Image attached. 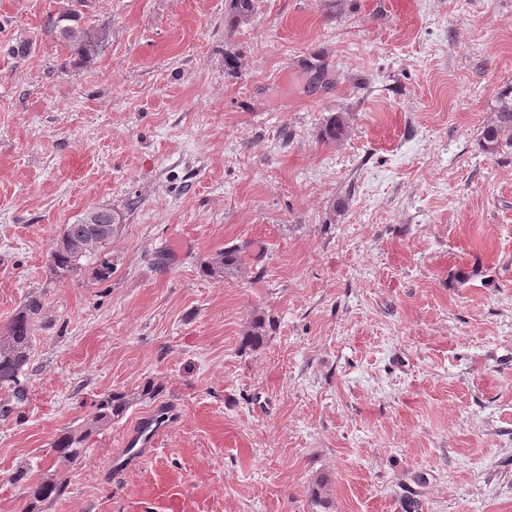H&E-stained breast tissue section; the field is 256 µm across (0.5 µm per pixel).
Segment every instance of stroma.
I'll use <instances>...</instances> for the list:
<instances>
[{"label":"stroma","mask_w":512,"mask_h":512,"mask_svg":"<svg viewBox=\"0 0 512 512\" xmlns=\"http://www.w3.org/2000/svg\"><path fill=\"white\" fill-rule=\"evenodd\" d=\"M228 4L85 0L106 40L77 67L45 28L67 0H0V335L43 302L25 400L0 384V512L93 400L149 379L42 512H168L162 482L186 512H512V147L478 146L512 0ZM314 54L334 82L312 92ZM102 207L111 278L56 276L53 242ZM225 248L241 272L205 277ZM159 429L150 423H146L140 427L138 431L131 432L126 440V446L131 448L128 449L127 456L124 459H116L115 467L127 470L137 464L139 459L142 458V450L148 448L142 447H154L157 442V435ZM138 447V448H137Z\"/></svg>","instance_id":"1"}]
</instances>
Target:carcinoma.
Returning <instances> with one entry per match:
<instances>
[{"label": "carcinoma", "mask_w": 512, "mask_h": 512, "mask_svg": "<svg viewBox=\"0 0 512 512\" xmlns=\"http://www.w3.org/2000/svg\"><path fill=\"white\" fill-rule=\"evenodd\" d=\"M229 21L236 22L247 18L253 11V0H230ZM81 13L73 8L57 16L48 18L50 26L65 46L73 51L82 62L98 54L105 41V32L94 27L80 25ZM308 86L315 90L326 88L332 83V70L323 59H315L306 68ZM495 118L481 133L479 146L487 153L497 151L501 143L512 145V85L505 87L496 100ZM345 131L341 116H331L322 129V138L326 141L340 139ZM100 223L96 233L89 231L85 224H69L50 253V268L59 276H64L85 262H93L95 279L106 281L112 276V260L106 253L112 243V236L118 229L112 210L103 208L95 216ZM242 263L241 251L226 249L217 257L205 262L202 273L210 278L223 276L224 272L237 269ZM42 310V302L36 298L27 300L23 310L10 324L5 335L0 336V384L14 387L15 397L22 401L26 388L21 381L25 367L29 363L31 326L36 315ZM267 337L266 321L254 319L244 336L245 344L251 347L262 345ZM130 398L125 392L112 391L94 401L90 418L79 430H68L58 435L53 443L56 452V467L50 478L32 490V499L23 508V512H37L38 504L59 497L66 482V471L75 465L85 453L83 445L95 433L101 431L112 421L123 416L129 407Z\"/></svg>", "instance_id": "1"}]
</instances>
